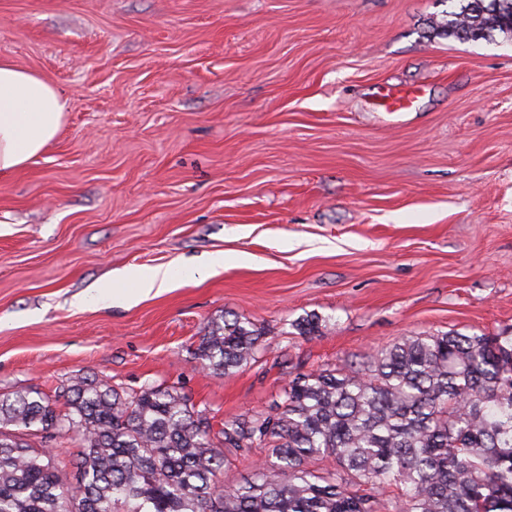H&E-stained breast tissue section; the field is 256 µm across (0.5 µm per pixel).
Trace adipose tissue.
<instances>
[{
  "label": "adipose tissue",
  "mask_w": 512,
  "mask_h": 512,
  "mask_svg": "<svg viewBox=\"0 0 512 512\" xmlns=\"http://www.w3.org/2000/svg\"><path fill=\"white\" fill-rule=\"evenodd\" d=\"M66 112L60 91L40 75L0 58V176L9 175L43 153L58 134ZM125 279L135 281L134 291L110 281L98 292L115 303H129L163 288L168 272L154 269L127 270Z\"/></svg>",
  "instance_id": "obj_1"
}]
</instances>
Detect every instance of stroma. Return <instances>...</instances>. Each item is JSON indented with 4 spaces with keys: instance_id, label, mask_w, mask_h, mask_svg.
Here are the masks:
<instances>
[{
    "instance_id": "stroma-1",
    "label": "stroma",
    "mask_w": 512,
    "mask_h": 512,
    "mask_svg": "<svg viewBox=\"0 0 512 512\" xmlns=\"http://www.w3.org/2000/svg\"><path fill=\"white\" fill-rule=\"evenodd\" d=\"M450 7L0 0V57L68 101L0 178V394L174 386L220 423L404 336L512 332V37H450ZM129 268L172 284L99 299ZM231 315L264 347L216 377L197 348Z\"/></svg>"
}]
</instances>
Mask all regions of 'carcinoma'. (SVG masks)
Masks as SVG:
<instances>
[{
  "instance_id": "obj_1",
  "label": "carcinoma",
  "mask_w": 512,
  "mask_h": 512,
  "mask_svg": "<svg viewBox=\"0 0 512 512\" xmlns=\"http://www.w3.org/2000/svg\"><path fill=\"white\" fill-rule=\"evenodd\" d=\"M448 17L459 40L512 34V0H460ZM265 335L215 319L198 356L229 376ZM66 405L0 395V512H512V333L405 336L363 368L296 374L268 409L216 431L174 387L128 394L83 377ZM50 431L78 452L27 441ZM256 448L262 464L224 486L228 455Z\"/></svg>"
}]
</instances>
